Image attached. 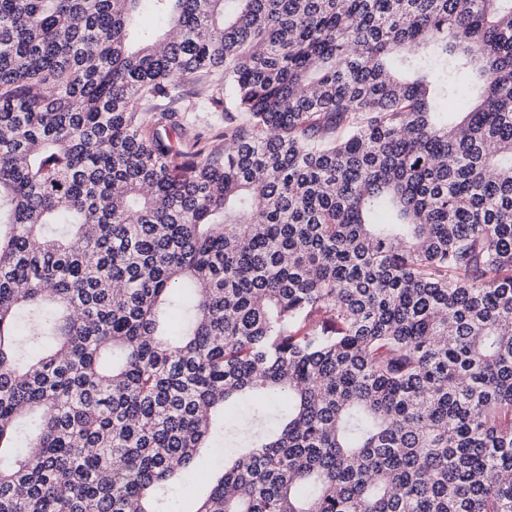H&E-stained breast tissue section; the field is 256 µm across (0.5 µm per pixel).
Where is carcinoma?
Instances as JSON below:
<instances>
[{"label": "carcinoma", "instance_id": "cac0c4a2", "mask_svg": "<svg viewBox=\"0 0 512 512\" xmlns=\"http://www.w3.org/2000/svg\"><path fill=\"white\" fill-rule=\"evenodd\" d=\"M214 435L189 512H512V0H0V512ZM217 82L209 76L200 75L190 80L179 83L178 88L170 98L150 100L143 103L145 110L153 112L161 109L183 111L187 106H192V112H185L189 125L185 136L180 142L192 145L196 136L200 134L202 141L224 135V111L213 112L208 105L209 92Z\"/></svg>", "mask_w": 512, "mask_h": 512}]
</instances>
